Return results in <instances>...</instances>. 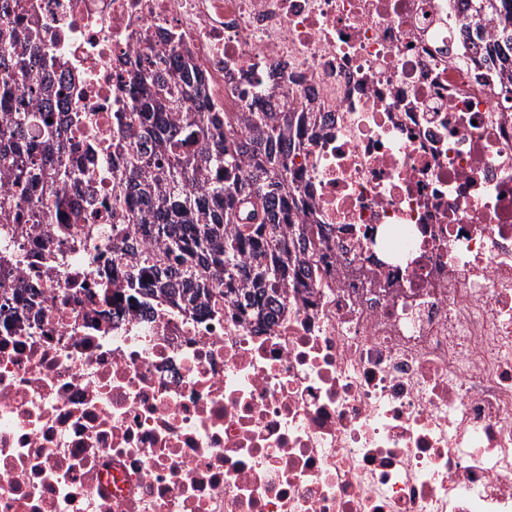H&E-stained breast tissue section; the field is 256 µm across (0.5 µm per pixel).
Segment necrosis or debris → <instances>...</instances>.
<instances>
[{
    "instance_id": "4bbe7bcc",
    "label": "necrosis or debris",
    "mask_w": 512,
    "mask_h": 512,
    "mask_svg": "<svg viewBox=\"0 0 512 512\" xmlns=\"http://www.w3.org/2000/svg\"><path fill=\"white\" fill-rule=\"evenodd\" d=\"M473 0H24L100 137L147 56L225 112H309L289 167L332 224L265 324L128 305L111 155L0 239V512H512V88ZM67 224V235L57 234ZM388 264L357 274L369 250Z\"/></svg>"
}]
</instances>
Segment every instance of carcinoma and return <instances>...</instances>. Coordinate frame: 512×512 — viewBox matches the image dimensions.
<instances>
[{"label":"carcinoma","mask_w":512,"mask_h":512,"mask_svg":"<svg viewBox=\"0 0 512 512\" xmlns=\"http://www.w3.org/2000/svg\"><path fill=\"white\" fill-rule=\"evenodd\" d=\"M512 0H474L479 27L512 44ZM56 66L38 31L19 36L0 23V174L17 194L0 196V225L19 212L26 224L44 223L47 211L67 206L68 187L85 177L50 144L62 142L49 97ZM137 111L112 129V144L98 139L97 152L112 149V231L135 260L125 279L134 298L155 299L201 314L209 303L229 299L244 319L265 323L291 282L313 278L316 241L294 223L301 190L288 169L292 125L307 112H238L233 120L205 96L201 79L183 63L164 71L152 61L136 76ZM93 112L70 113V125L94 133ZM254 130L231 139L234 126ZM246 177L210 180V171ZM151 240L155 247L143 250Z\"/></svg>","instance_id":"obj_1"}]
</instances>
